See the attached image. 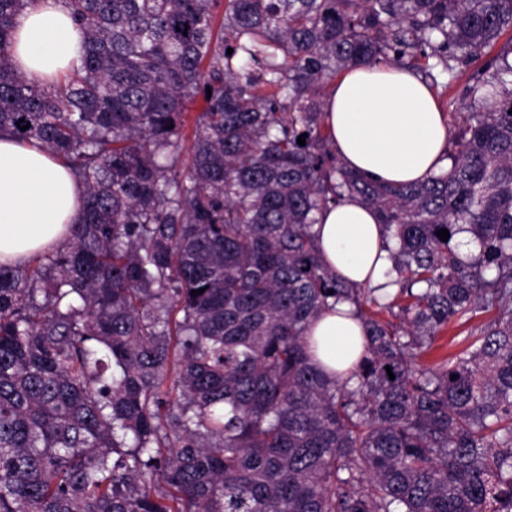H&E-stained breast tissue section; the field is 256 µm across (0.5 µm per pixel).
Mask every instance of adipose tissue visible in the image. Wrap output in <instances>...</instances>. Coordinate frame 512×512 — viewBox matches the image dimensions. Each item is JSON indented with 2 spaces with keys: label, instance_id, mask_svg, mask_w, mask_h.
Listing matches in <instances>:
<instances>
[{
  "label": "adipose tissue",
  "instance_id": "adipose-tissue-1",
  "mask_svg": "<svg viewBox=\"0 0 512 512\" xmlns=\"http://www.w3.org/2000/svg\"><path fill=\"white\" fill-rule=\"evenodd\" d=\"M81 34L60 0H31L17 17L11 49L36 82L75 56ZM325 124L342 162L389 185L419 182L447 167L448 121L432 89L413 73L390 65L356 67L337 77ZM83 186L43 148L0 135V263L23 265L66 242L81 215ZM314 231L326 265L344 281H384L389 252L376 212L350 198L325 209ZM352 307L343 302L311 326L314 361L345 372L365 345Z\"/></svg>",
  "mask_w": 512,
  "mask_h": 512
}]
</instances>
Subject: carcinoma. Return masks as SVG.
<instances>
[{
    "label": "carcinoma",
    "instance_id": "1",
    "mask_svg": "<svg viewBox=\"0 0 512 512\" xmlns=\"http://www.w3.org/2000/svg\"><path fill=\"white\" fill-rule=\"evenodd\" d=\"M28 2L0 0V134L61 159L85 206L0 265V512L511 507L512 36L478 61L512 0H62L81 45L45 84L10 52ZM378 64L465 79L422 182L333 149V81ZM345 197L376 211L395 292L324 265L313 226ZM340 301L366 331L352 383L308 351ZM477 310L465 349L418 364Z\"/></svg>",
    "mask_w": 512,
    "mask_h": 512
}]
</instances>
